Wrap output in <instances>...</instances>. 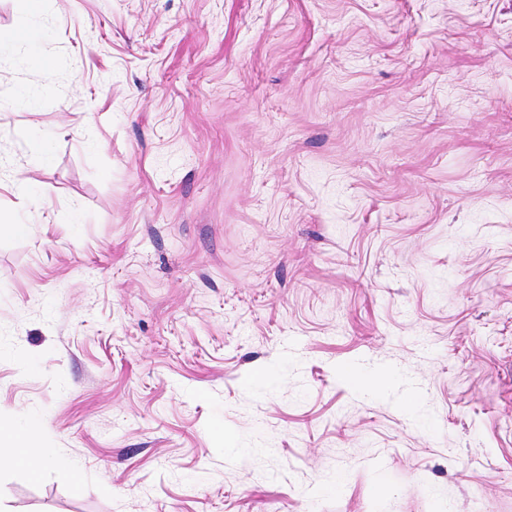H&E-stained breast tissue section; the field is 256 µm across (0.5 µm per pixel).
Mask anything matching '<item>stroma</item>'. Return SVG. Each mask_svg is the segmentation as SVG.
<instances>
[{
	"instance_id": "obj_1",
	"label": "stroma",
	"mask_w": 512,
	"mask_h": 512,
	"mask_svg": "<svg viewBox=\"0 0 512 512\" xmlns=\"http://www.w3.org/2000/svg\"><path fill=\"white\" fill-rule=\"evenodd\" d=\"M0 222V512H512V0H0ZM8 436L12 441L14 448H23L7 457L1 458L0 463L10 465L26 466L30 469H36L48 462H60L61 457L57 454L56 448L49 447H31L25 437L14 430L0 426V438Z\"/></svg>"
}]
</instances>
